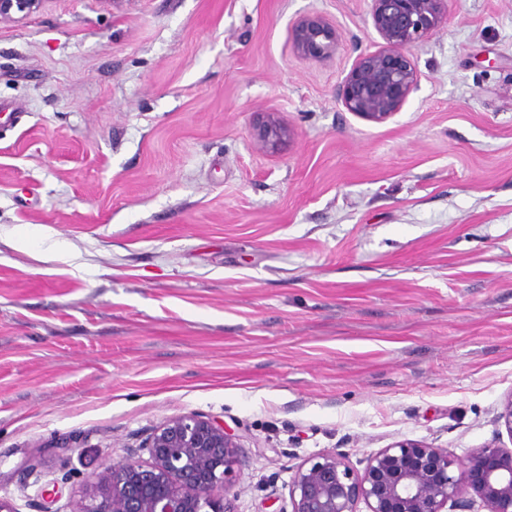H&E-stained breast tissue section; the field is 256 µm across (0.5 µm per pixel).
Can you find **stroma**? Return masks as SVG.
Masks as SVG:
<instances>
[{"mask_svg":"<svg viewBox=\"0 0 512 512\" xmlns=\"http://www.w3.org/2000/svg\"><path fill=\"white\" fill-rule=\"evenodd\" d=\"M449 10L383 123L337 98L382 46L370 0H46L0 24L1 495L65 512L189 412L239 438L237 512H289L317 453L512 447V0ZM315 15L324 58L291 43ZM256 112L291 128L280 153ZM337 42L335 25L323 16L301 18L292 28L293 48L305 57L328 56L336 50ZM249 136L257 149L276 154L291 139L292 132L278 113L258 112L249 126Z\"/></svg>","mask_w":512,"mask_h":512,"instance_id":"1","label":"stroma"}]
</instances>
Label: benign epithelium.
Instances as JSON below:
<instances>
[{"label":"benign epithelium","instance_id":"obj_1","mask_svg":"<svg viewBox=\"0 0 512 512\" xmlns=\"http://www.w3.org/2000/svg\"><path fill=\"white\" fill-rule=\"evenodd\" d=\"M45 0H0V23L39 11ZM383 46L362 54L338 87L344 108L382 123L417 85L412 48L448 19V0H370ZM335 25L304 17L292 28L294 50L320 58L336 50ZM253 145L276 154L292 132L276 112L249 126ZM237 435L198 413L159 424L146 445L149 462L126 459L90 472L70 512H230L226 474L240 463ZM512 512V448L489 442L459 457L417 440L396 441L359 472L335 452L305 459L291 480V512Z\"/></svg>","mask_w":512,"mask_h":512}]
</instances>
